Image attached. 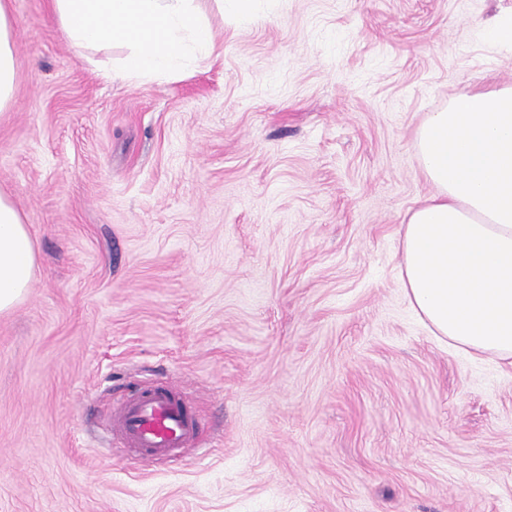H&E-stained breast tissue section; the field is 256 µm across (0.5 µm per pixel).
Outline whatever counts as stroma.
I'll return each instance as SVG.
<instances>
[{
    "instance_id": "1",
    "label": "stroma",
    "mask_w": 512,
    "mask_h": 512,
    "mask_svg": "<svg viewBox=\"0 0 512 512\" xmlns=\"http://www.w3.org/2000/svg\"><path fill=\"white\" fill-rule=\"evenodd\" d=\"M201 8L220 54L141 82L13 2L0 190L36 270L0 314V512H512V363L433 336L399 267L417 129L512 86V0ZM157 382L202 428L147 467L109 422Z\"/></svg>"
}]
</instances>
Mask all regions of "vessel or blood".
<instances>
[{"instance_id": "vessel-or-blood-1", "label": "vessel or blood", "mask_w": 512, "mask_h": 512, "mask_svg": "<svg viewBox=\"0 0 512 512\" xmlns=\"http://www.w3.org/2000/svg\"><path fill=\"white\" fill-rule=\"evenodd\" d=\"M198 419L175 386H155L133 394L112 416V433L140 461L170 458L194 444Z\"/></svg>"}]
</instances>
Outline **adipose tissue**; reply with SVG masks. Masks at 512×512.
<instances>
[{
  "label": "adipose tissue",
  "mask_w": 512,
  "mask_h": 512,
  "mask_svg": "<svg viewBox=\"0 0 512 512\" xmlns=\"http://www.w3.org/2000/svg\"><path fill=\"white\" fill-rule=\"evenodd\" d=\"M77 54L121 45L114 76L152 80L213 55L199 0H47ZM19 24L0 0V112L16 103ZM431 194L400 232L404 293L433 335L474 356L512 360V87L477 89L428 113L416 134ZM36 253L0 190V313L25 295Z\"/></svg>",
  "instance_id": "1"
}]
</instances>
